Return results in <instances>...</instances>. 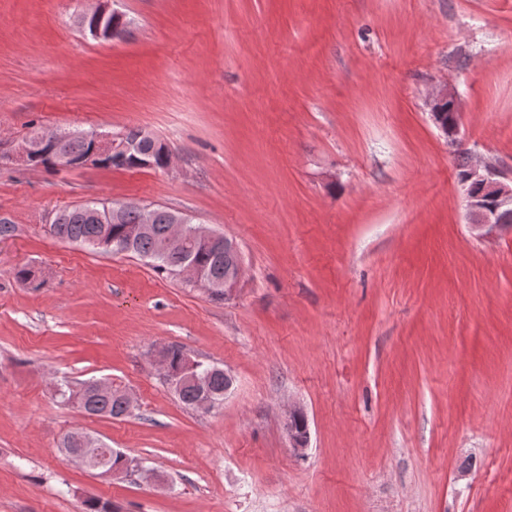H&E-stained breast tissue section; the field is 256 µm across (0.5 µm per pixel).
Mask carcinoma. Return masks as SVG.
I'll use <instances>...</instances> for the list:
<instances>
[{"label":"carcinoma","instance_id":"carcinoma-1","mask_svg":"<svg viewBox=\"0 0 512 512\" xmlns=\"http://www.w3.org/2000/svg\"><path fill=\"white\" fill-rule=\"evenodd\" d=\"M131 139H137L148 150L152 149L158 163V168H165V157L168 147L160 139L142 129L128 130ZM106 204L92 202L85 205L65 209L55 217L49 227L52 237L70 243H78L92 250L121 253L112 250V242L127 241V228L133 224L142 223L141 213L131 207L126 209L119 221L103 224L95 212L105 210ZM171 229V211L157 206L153 218V231L149 236L136 238L131 241L129 253L150 261L152 267L168 277L174 276L178 264L182 261L183 252L178 250L163 251L161 245ZM188 255L199 266L214 275L224 273V267L233 261V256L212 249L189 246ZM168 370L173 373L188 369V356L179 345L167 348ZM200 384L183 388L177 396L189 408H195L200 391L206 389L212 393L224 394V370L211 365H199L196 371ZM97 381L85 380L71 387L66 385L58 389L61 399L78 405L91 416H108L120 418L124 416L123 403L113 395V392H101L96 388Z\"/></svg>","mask_w":512,"mask_h":512}]
</instances>
